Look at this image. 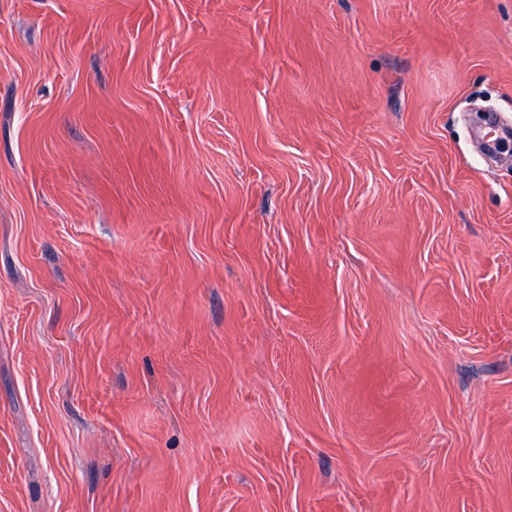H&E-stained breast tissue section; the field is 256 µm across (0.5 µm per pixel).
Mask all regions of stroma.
<instances>
[{
	"instance_id": "1",
	"label": "stroma",
	"mask_w": 512,
	"mask_h": 512,
	"mask_svg": "<svg viewBox=\"0 0 512 512\" xmlns=\"http://www.w3.org/2000/svg\"><path fill=\"white\" fill-rule=\"evenodd\" d=\"M512 0H0V512H512Z\"/></svg>"
}]
</instances>
